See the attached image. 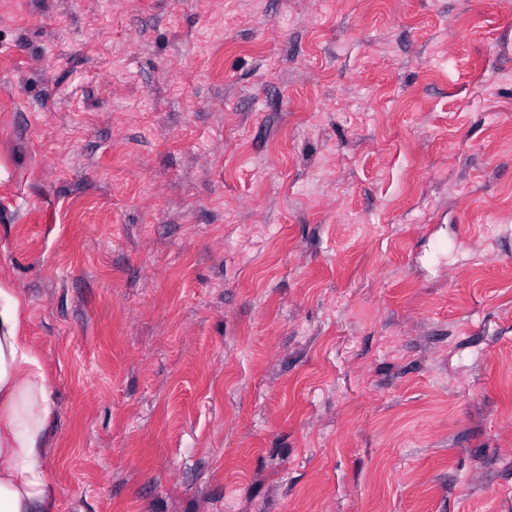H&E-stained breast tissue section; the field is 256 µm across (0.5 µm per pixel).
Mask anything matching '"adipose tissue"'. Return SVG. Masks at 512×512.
<instances>
[{
	"mask_svg": "<svg viewBox=\"0 0 512 512\" xmlns=\"http://www.w3.org/2000/svg\"><path fill=\"white\" fill-rule=\"evenodd\" d=\"M23 301L0 289V512H53L56 490L43 472L50 414L38 354L20 334Z\"/></svg>",
	"mask_w": 512,
	"mask_h": 512,
	"instance_id": "obj_1",
	"label": "adipose tissue"
}]
</instances>
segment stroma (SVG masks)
<instances>
[{"mask_svg":"<svg viewBox=\"0 0 512 512\" xmlns=\"http://www.w3.org/2000/svg\"><path fill=\"white\" fill-rule=\"evenodd\" d=\"M0 288L56 512H512V0H0Z\"/></svg>","mask_w":512,"mask_h":512,"instance_id":"stroma-1","label":"stroma"}]
</instances>
